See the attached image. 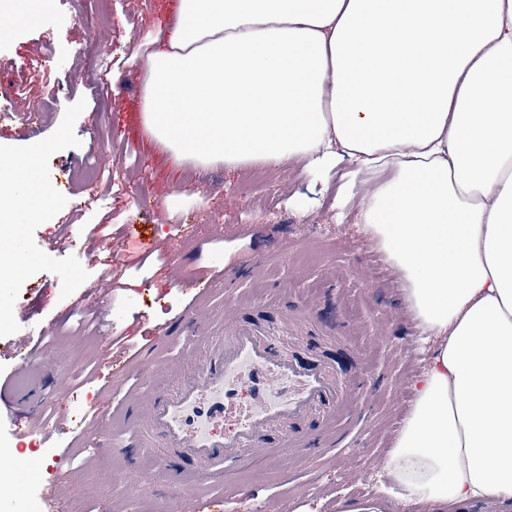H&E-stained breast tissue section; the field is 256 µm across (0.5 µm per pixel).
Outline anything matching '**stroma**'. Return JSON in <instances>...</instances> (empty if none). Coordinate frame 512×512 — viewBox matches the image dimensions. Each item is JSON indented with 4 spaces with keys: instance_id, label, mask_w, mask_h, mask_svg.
Instances as JSON below:
<instances>
[{
    "instance_id": "1",
    "label": "stroma",
    "mask_w": 512,
    "mask_h": 512,
    "mask_svg": "<svg viewBox=\"0 0 512 512\" xmlns=\"http://www.w3.org/2000/svg\"><path fill=\"white\" fill-rule=\"evenodd\" d=\"M177 0H53L29 26L0 38V153L36 156L53 205L48 219L20 225L29 258L0 297L26 308L27 323H0V370L26 332L42 336L71 378L64 399L21 418L23 436L0 447L61 485L68 512H192L198 484L146 490L140 470L153 449L114 407L125 391L167 389L164 364L199 353L233 321L270 328L284 346L330 361L358 381L362 398L331 408L334 429L317 418L297 431L322 446L290 447L273 432L270 457L225 468L208 486L223 512H336L339 499L374 494L383 461L409 412L412 381L433 354L401 301L402 281L359 230L358 206L339 207L343 162L331 173L291 161L270 168L264 198L251 172L162 160L142 122L145 44L171 21ZM108 167L99 182L88 166ZM107 280L106 302L86 292ZM131 358L144 368L120 374ZM112 417L109 448L82 446L56 432L59 414ZM134 448L118 458L117 448Z\"/></svg>"
}]
</instances>
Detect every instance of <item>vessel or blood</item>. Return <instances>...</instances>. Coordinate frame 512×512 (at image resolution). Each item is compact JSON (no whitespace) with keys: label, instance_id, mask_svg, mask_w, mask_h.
<instances>
[{"label":"vessel or blood","instance_id":"1","mask_svg":"<svg viewBox=\"0 0 512 512\" xmlns=\"http://www.w3.org/2000/svg\"><path fill=\"white\" fill-rule=\"evenodd\" d=\"M10 385L0 378V423H15L25 407ZM243 390L249 393L244 402L238 399ZM358 393L357 384L337 379L330 362L282 350L265 331L235 323L210 342L202 359L191 361L173 388L137 400V443L162 439L203 482L215 467L244 453L266 455L271 432ZM230 418L236 426L228 431L224 423ZM80 424L96 447H109L106 422L88 413Z\"/></svg>","mask_w":512,"mask_h":512}]
</instances>
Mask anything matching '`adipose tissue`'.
Listing matches in <instances>:
<instances>
[{"mask_svg":"<svg viewBox=\"0 0 512 512\" xmlns=\"http://www.w3.org/2000/svg\"><path fill=\"white\" fill-rule=\"evenodd\" d=\"M512 0H178L146 53L166 159L349 161L339 202L404 282L435 352L381 493L336 512H512ZM35 157L0 165V216L45 218Z\"/></svg>","mask_w":512,"mask_h":512,"instance_id":"obj_1","label":"adipose tissue"}]
</instances>
